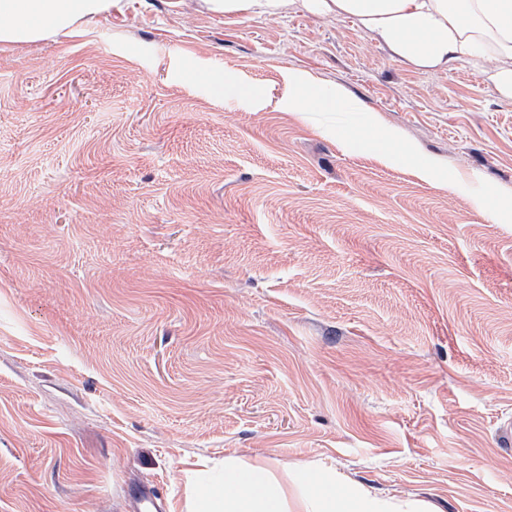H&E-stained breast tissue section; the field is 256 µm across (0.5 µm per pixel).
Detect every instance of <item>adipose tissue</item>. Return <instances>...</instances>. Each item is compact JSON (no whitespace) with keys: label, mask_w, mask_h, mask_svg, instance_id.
<instances>
[{"label":"adipose tissue","mask_w":512,"mask_h":512,"mask_svg":"<svg viewBox=\"0 0 512 512\" xmlns=\"http://www.w3.org/2000/svg\"><path fill=\"white\" fill-rule=\"evenodd\" d=\"M315 12L352 18L359 29L393 56L421 69L448 71L467 63L485 70L501 93L512 97V0H302ZM112 0H0V43H26L69 33L76 21L107 11ZM494 66H487L488 58ZM288 109L303 112L311 93L347 111H358L343 86L317 87L306 73L288 74ZM260 475L253 485L251 475ZM198 482V512H436L424 501L380 498L360 489L345 490L335 469L318 483L302 469L282 480L263 463L225 461L206 470Z\"/></svg>","instance_id":"ef3b65f1"}]
</instances>
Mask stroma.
<instances>
[{
  "label": "stroma",
  "instance_id": "35a3bbf8",
  "mask_svg": "<svg viewBox=\"0 0 512 512\" xmlns=\"http://www.w3.org/2000/svg\"><path fill=\"white\" fill-rule=\"evenodd\" d=\"M291 71L359 111L289 112ZM510 201L512 98L349 18L112 0L0 44V512H189L228 458L512 512Z\"/></svg>",
  "mask_w": 512,
  "mask_h": 512
}]
</instances>
